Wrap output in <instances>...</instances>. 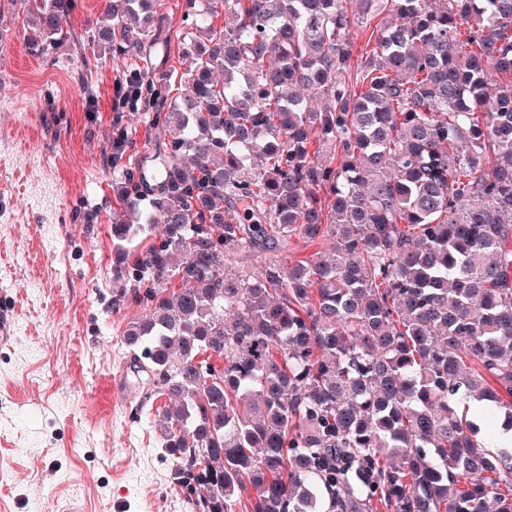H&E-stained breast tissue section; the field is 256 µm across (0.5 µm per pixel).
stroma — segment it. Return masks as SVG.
Returning <instances> with one entry per match:
<instances>
[{
	"mask_svg": "<svg viewBox=\"0 0 512 512\" xmlns=\"http://www.w3.org/2000/svg\"><path fill=\"white\" fill-rule=\"evenodd\" d=\"M105 0H78L42 58L24 13L0 0V512H194L123 342L141 309L112 306V137L144 143V115L115 103L131 73L191 60L157 44L98 56Z\"/></svg>",
	"mask_w": 512,
	"mask_h": 512,
	"instance_id": "obj_1",
	"label": "stroma"
}]
</instances>
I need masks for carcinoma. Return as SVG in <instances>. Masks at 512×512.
<instances>
[{
    "instance_id": "carcinoma-1",
    "label": "carcinoma",
    "mask_w": 512,
    "mask_h": 512,
    "mask_svg": "<svg viewBox=\"0 0 512 512\" xmlns=\"http://www.w3.org/2000/svg\"><path fill=\"white\" fill-rule=\"evenodd\" d=\"M54 52L76 0H9ZM105 7L134 58L161 0ZM224 13V26L214 19ZM358 14L381 17L355 54ZM112 139L123 340L204 512H512V0H187ZM169 40V36L162 37ZM151 191L147 208L135 200ZM316 247L296 260L292 240ZM266 254L261 271L241 262ZM180 287L167 292L174 282ZM197 499L191 500L197 504Z\"/></svg>"
}]
</instances>
